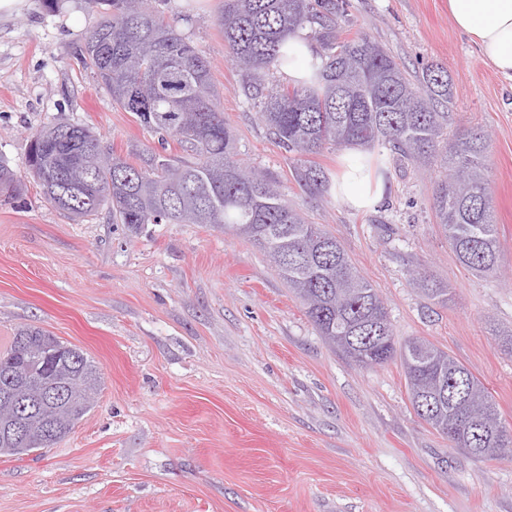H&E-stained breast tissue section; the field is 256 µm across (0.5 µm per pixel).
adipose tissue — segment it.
Wrapping results in <instances>:
<instances>
[{
  "label": "adipose tissue",
  "mask_w": 512,
  "mask_h": 512,
  "mask_svg": "<svg viewBox=\"0 0 512 512\" xmlns=\"http://www.w3.org/2000/svg\"><path fill=\"white\" fill-rule=\"evenodd\" d=\"M455 28L471 38L483 59L500 75L512 79V0H448ZM386 185L360 151L345 153L330 191L353 210L378 205Z\"/></svg>",
  "instance_id": "obj_1"
}]
</instances>
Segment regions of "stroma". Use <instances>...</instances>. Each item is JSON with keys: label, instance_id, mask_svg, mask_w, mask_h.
Returning a JSON list of instances; mask_svg holds the SVG:
<instances>
[{"label": "stroma", "instance_id": "stroma-1", "mask_svg": "<svg viewBox=\"0 0 512 512\" xmlns=\"http://www.w3.org/2000/svg\"><path fill=\"white\" fill-rule=\"evenodd\" d=\"M344 29L386 47L410 74L442 63L449 134L488 137V182L503 251L496 273L460 265L432 206L434 166L374 153L385 197L354 211L310 195L251 109L226 57L218 0H152L210 60L247 167L273 176L381 293L397 343L428 339L468 367L512 425V79L454 27L448 0H349ZM84 0H24L0 16V159L26 178L0 194V348L35 325L81 348L102 385L53 447L0 456V512H512V458L478 461L416 414L400 361L361 368L330 348L261 251L207 224L108 213L74 221L25 175L33 133L89 126L129 162L176 142L113 104L75 51L100 21ZM419 269L448 285L439 304ZM412 284L428 298L436 300L437 303H448L449 288L433 280L426 272L418 271L412 277Z\"/></svg>", "mask_w": 512, "mask_h": 512}]
</instances>
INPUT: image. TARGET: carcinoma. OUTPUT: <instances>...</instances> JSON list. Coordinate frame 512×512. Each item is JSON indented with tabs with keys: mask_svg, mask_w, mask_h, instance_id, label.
<instances>
[{
	"mask_svg": "<svg viewBox=\"0 0 512 512\" xmlns=\"http://www.w3.org/2000/svg\"><path fill=\"white\" fill-rule=\"evenodd\" d=\"M105 13L77 50L85 69L109 90L112 101L140 124L172 139L187 157L147 152L135 165L108 152L99 160L111 180H99L78 165L92 129L58 123L34 134L27 168L45 201L78 219L106 208L118 224L137 231L143 224H218L243 236L274 265L302 301L317 332L350 361L390 354L400 359L409 395L465 388L484 405L486 421L472 424L462 404L446 403L436 415L469 429L468 455L489 436L503 432L496 403L483 383L460 361L436 349L437 358L410 365L398 352L387 308L377 290L360 275L339 241L311 224L288 204L265 173L243 166L212 82L211 65L188 36L149 7L148 0H85ZM347 0H222L218 24L229 60L246 79L249 103L273 142L295 156L354 146L389 148L399 161H437L446 175L435 183L433 208L459 262L477 273L499 266L498 227L488 191L484 157L487 140L478 134L448 138L452 104L448 69L431 64L414 83L395 57L364 36H349L340 24ZM306 32L314 63L309 77L283 82L288 65L284 40ZM299 184L314 195L329 189L325 170L302 164ZM24 181L0 162V192L17 195ZM412 284L428 298L448 303L449 288L427 273ZM72 381L97 390L99 372L85 353L35 326L16 330L0 350V424L13 414L6 385L35 398L49 380ZM90 408L60 405L37 408L24 418L28 448H49L65 438Z\"/></svg>",
	"mask_w": 512,
	"mask_h": 512,
	"instance_id": "obj_1",
	"label": "carcinoma"
}]
</instances>
